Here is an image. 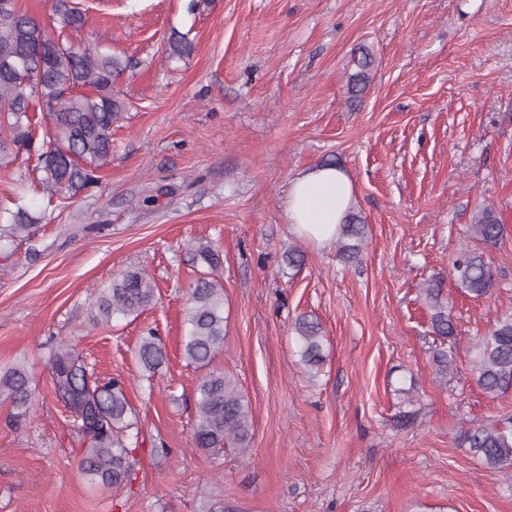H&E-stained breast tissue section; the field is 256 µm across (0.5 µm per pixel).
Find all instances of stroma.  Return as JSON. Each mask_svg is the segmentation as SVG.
Segmentation results:
<instances>
[{"label": "stroma", "mask_w": 512, "mask_h": 512, "mask_svg": "<svg viewBox=\"0 0 512 512\" xmlns=\"http://www.w3.org/2000/svg\"><path fill=\"white\" fill-rule=\"evenodd\" d=\"M75 46L127 60L128 108L112 161L77 197L49 201L0 166V211L24 200L30 239L0 242V370L24 363L26 420L0 397V512H512V472L459 447L462 429L512 425V390L473 380V343L512 313V0H79ZM194 43L169 59L172 33ZM362 92L347 91L361 51ZM347 174L366 225L359 260L297 236L292 176ZM492 206L504 237L487 259L492 298L458 291L452 259L477 248ZM223 258L224 350L253 418L247 452L193 446L201 370L183 356L196 267ZM305 254L288 267V248ZM145 270L157 300L135 318L95 320L122 270ZM440 278L455 327L453 370L437 374L422 293ZM323 327L317 376L299 362L294 323ZM166 361L142 370L147 332ZM77 345L125 383L144 434L133 470L109 491L78 470L84 446L53 393L47 357Z\"/></svg>", "instance_id": "1"}]
</instances>
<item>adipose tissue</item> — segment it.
<instances>
[{"label": "adipose tissue", "mask_w": 512, "mask_h": 512, "mask_svg": "<svg viewBox=\"0 0 512 512\" xmlns=\"http://www.w3.org/2000/svg\"><path fill=\"white\" fill-rule=\"evenodd\" d=\"M352 196L351 180L336 166L300 171L288 187V222L296 235L317 246H328L336 240Z\"/></svg>", "instance_id": "1"}]
</instances>
